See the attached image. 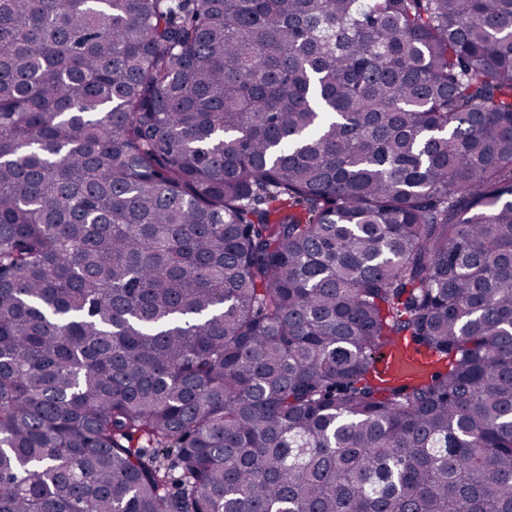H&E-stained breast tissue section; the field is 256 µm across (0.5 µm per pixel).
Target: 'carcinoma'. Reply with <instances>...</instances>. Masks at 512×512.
I'll list each match as a JSON object with an SVG mask.
<instances>
[{
    "label": "carcinoma",
    "mask_w": 512,
    "mask_h": 512,
    "mask_svg": "<svg viewBox=\"0 0 512 512\" xmlns=\"http://www.w3.org/2000/svg\"><path fill=\"white\" fill-rule=\"evenodd\" d=\"M0 512H512V0H0ZM433 356L418 353L404 341L390 345L380 361V368L401 381H412L427 373Z\"/></svg>",
    "instance_id": "cac0c4a2"
}]
</instances>
